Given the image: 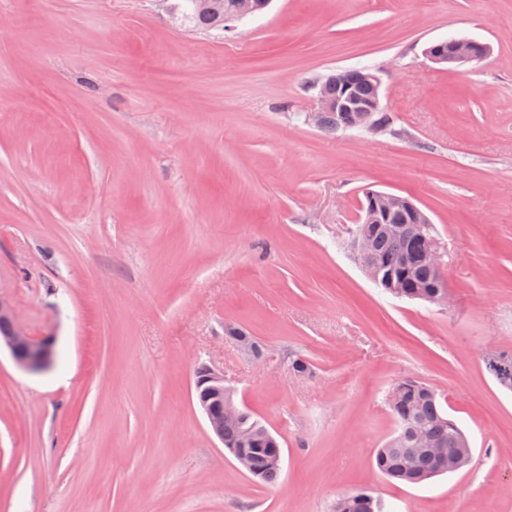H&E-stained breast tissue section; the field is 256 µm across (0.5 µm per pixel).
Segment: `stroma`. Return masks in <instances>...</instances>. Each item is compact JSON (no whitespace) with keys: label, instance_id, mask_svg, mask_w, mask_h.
<instances>
[{"label":"stroma","instance_id":"stroma-1","mask_svg":"<svg viewBox=\"0 0 512 512\" xmlns=\"http://www.w3.org/2000/svg\"><path fill=\"white\" fill-rule=\"evenodd\" d=\"M175 0H0V294L52 367L0 351V512H512V0H272L229 30ZM450 37L490 47L457 69ZM367 67L390 129L325 132L312 79ZM430 217L448 300L398 299L351 247L365 190ZM235 325L265 363L226 337ZM313 365L288 370L293 355ZM283 448L253 481L210 432L198 367ZM472 459L388 481L400 379ZM382 503L372 493L355 490L336 498L333 512H382Z\"/></svg>","mask_w":512,"mask_h":512}]
</instances>
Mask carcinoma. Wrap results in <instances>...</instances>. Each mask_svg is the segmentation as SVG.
Wrapping results in <instances>:
<instances>
[{
	"instance_id": "obj_1",
	"label": "carcinoma",
	"mask_w": 512,
	"mask_h": 512,
	"mask_svg": "<svg viewBox=\"0 0 512 512\" xmlns=\"http://www.w3.org/2000/svg\"><path fill=\"white\" fill-rule=\"evenodd\" d=\"M190 0H177L175 10L194 27L224 28V17L236 8V0H206L204 8L188 10ZM347 83L356 101L375 96V87L367 82L362 69H347ZM404 211H395L390 223L358 224L353 233L369 238L368 254L358 256L361 264H380L382 273L393 280L387 292L397 298L437 303L439 283L445 272L429 261L434 238L431 224H409ZM395 421L394 434L376 450L375 464L388 479L419 484L452 473L471 459L470 442L448 417L436 391L412 377L397 381L388 397ZM224 448L246 456L248 473L260 483L271 484L280 474L282 448L263 420L243 406L224 419ZM333 512H382V503L372 493L355 490L336 498Z\"/></svg>"
}]
</instances>
